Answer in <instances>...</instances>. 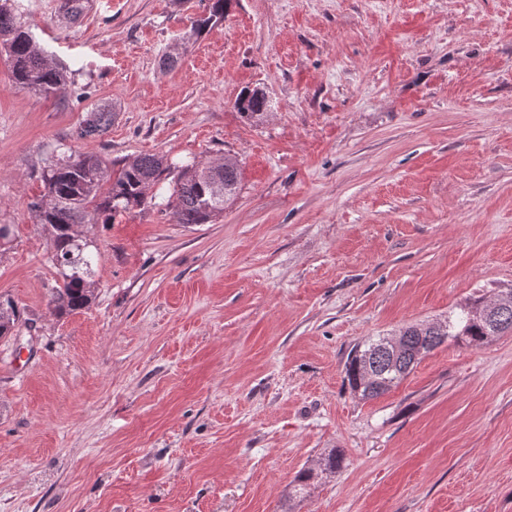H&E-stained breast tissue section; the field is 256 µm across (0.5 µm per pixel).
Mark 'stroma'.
<instances>
[{"label": "stroma", "instance_id": "35a3bbf8", "mask_svg": "<svg viewBox=\"0 0 512 512\" xmlns=\"http://www.w3.org/2000/svg\"><path fill=\"white\" fill-rule=\"evenodd\" d=\"M69 82L0 52V512H512V335L449 341L374 400L355 344L512 288V0H19ZM175 65L163 63L175 42ZM263 88L260 121L235 101ZM115 112L81 136L89 111ZM239 160L233 201L90 224L89 307L59 317L30 204L61 151ZM344 466L289 503L329 449ZM20 321V312L15 303L0 296V336L10 334Z\"/></svg>", "mask_w": 512, "mask_h": 512}]
</instances>
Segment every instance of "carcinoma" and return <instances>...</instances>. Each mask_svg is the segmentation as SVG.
Segmentation results:
<instances>
[{
  "mask_svg": "<svg viewBox=\"0 0 512 512\" xmlns=\"http://www.w3.org/2000/svg\"><path fill=\"white\" fill-rule=\"evenodd\" d=\"M226 0H211L209 15L196 20L191 35L199 36L213 22L224 18ZM0 45L4 47L17 84L45 98H55L65 90L68 70L50 58L31 31L20 21L13 0H0ZM236 107L245 117L259 120L271 108L262 89L243 91ZM112 122V107L101 104L89 113L80 135L105 131ZM171 168L165 156L143 154L127 162H110L74 151L51 161L42 181L46 192L31 203L37 223L47 227L53 258L62 283L50 290L49 303L59 316L91 304L92 280L97 254L80 236L82 224H111L116 216L148 204L149 190ZM241 178L238 162L224 158L222 172L213 174L208 164L192 162L181 166L171 194L170 207L179 224H205L224 212L235 196ZM487 299L481 298L451 312L442 326L411 324L401 330L406 337L403 350L392 356L377 349V340L368 339L350 353L345 373L351 391L364 400L376 399L404 380L423 356L446 340L481 347L512 333V302L505 303L493 319L484 315ZM20 321V312L9 299H0V336L10 334ZM344 464L343 454L333 449L316 468H304L294 478L295 492L330 475Z\"/></svg>",
  "mask_w": 512,
  "mask_h": 512,
  "instance_id": "carcinoma-1",
  "label": "carcinoma"
}]
</instances>
